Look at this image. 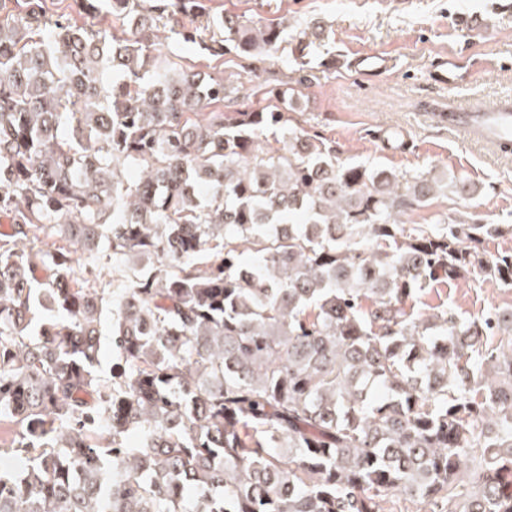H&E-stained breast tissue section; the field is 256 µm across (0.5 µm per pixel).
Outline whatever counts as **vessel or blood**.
Here are the masks:
<instances>
[{
	"label": "vessel or blood",
	"mask_w": 512,
	"mask_h": 512,
	"mask_svg": "<svg viewBox=\"0 0 512 512\" xmlns=\"http://www.w3.org/2000/svg\"><path fill=\"white\" fill-rule=\"evenodd\" d=\"M354 66L362 76L371 78L387 71L388 59L383 55L359 56ZM465 72L462 57L448 56L434 67L431 80L438 88L453 92L460 87ZM448 127L473 142L508 153L512 150V95L469 101L458 111L449 113Z\"/></svg>",
	"instance_id": "1"
}]
</instances>
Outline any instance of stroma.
I'll list each match as a JSON object with an SVG mask.
<instances>
[{
    "label": "stroma",
    "instance_id": "obj_1",
    "mask_svg": "<svg viewBox=\"0 0 512 512\" xmlns=\"http://www.w3.org/2000/svg\"><path fill=\"white\" fill-rule=\"evenodd\" d=\"M228 15L285 21L288 41L275 57L244 59L232 54L200 60L196 49L167 42L165 54L183 65L200 64L214 76L243 86L253 105L271 72L287 71L299 92L294 124L334 145L340 158L396 174L448 172L473 182L475 196L441 197L405 215L409 224H436L468 212L481 224L512 225V153L502 154L448 132L433 118L438 95L429 74L438 58L471 61L465 99L512 93V0H215ZM322 29L309 65L292 56L301 31ZM391 60L380 77L365 80L350 67L361 54ZM334 67H322L325 58ZM512 305V288L476 277L430 284L414 310L442 309L473 320L492 307Z\"/></svg>",
    "mask_w": 512,
    "mask_h": 512
}]
</instances>
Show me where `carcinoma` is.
Listing matches in <instances>:
<instances>
[{"label": "carcinoma", "mask_w": 512, "mask_h": 512, "mask_svg": "<svg viewBox=\"0 0 512 512\" xmlns=\"http://www.w3.org/2000/svg\"><path fill=\"white\" fill-rule=\"evenodd\" d=\"M62 2L0 0V512H512V306L406 310L512 285L499 225L401 220L476 186L342 160L281 86L253 107L160 49L272 57L282 21ZM49 237L108 242L107 375L105 289ZM411 303L415 312L436 313L448 308L460 318L473 320L492 307L512 305V288L483 280L480 277L467 280L431 283ZM112 301V300H111ZM111 301H105L103 304L100 323L98 329L101 333V363L102 372L108 374L112 367V344H111V332H112V303Z\"/></svg>", "instance_id": "obj_1"}]
</instances>
